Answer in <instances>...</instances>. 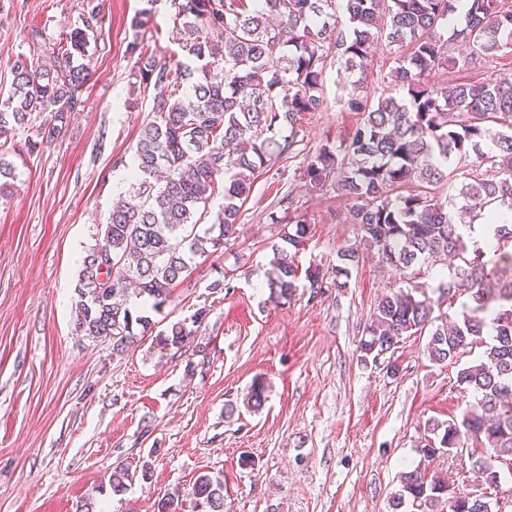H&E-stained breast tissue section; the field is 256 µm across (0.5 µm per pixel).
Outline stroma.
I'll return each mask as SVG.
<instances>
[{"label":"stroma","mask_w":512,"mask_h":512,"mask_svg":"<svg viewBox=\"0 0 512 512\" xmlns=\"http://www.w3.org/2000/svg\"><path fill=\"white\" fill-rule=\"evenodd\" d=\"M79 0H0V92L11 63L50 62L81 26ZM146 0H103V23L88 49L91 72L67 132L30 152L14 141L16 177L0 194V512H75L93 496L105 512H154L164 494L202 473L221 476L228 512H391L399 472L417 465L428 420L461 416L474 397L455 386L457 365H438L426 336H406L380 363H361L358 345L380 298L398 291V273L367 247L360 225L332 188L303 181V156L339 145L358 117L339 101L335 62L324 73V105L305 113L299 154L260 172L223 255L194 261L152 319L157 330L206 315L186 353L160 352L144 337L121 354L75 330L82 259L101 238L117 196V158L131 159L152 92L129 107L139 39L158 55L184 59L171 40L170 0H156L150 27L132 31ZM46 38L32 45L31 28ZM307 218L300 268L335 269L359 251L347 287L311 296L298 289L271 302L266 273L282 225V196ZM226 287L215 292V279ZM266 381L257 412L244 397ZM147 461L149 482L113 494L121 461ZM457 489L479 491L512 512V468L477 484L470 464L443 456L429 467Z\"/></svg>","instance_id":"1"}]
</instances>
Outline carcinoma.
Wrapping results in <instances>:
<instances>
[{"mask_svg": "<svg viewBox=\"0 0 512 512\" xmlns=\"http://www.w3.org/2000/svg\"><path fill=\"white\" fill-rule=\"evenodd\" d=\"M171 0L172 39L191 59L162 60L130 42L138 54L132 94L154 88L151 118L142 126L125 198L83 258L75 288V330L112 342L122 353L155 323L176 283L197 257L224 253L261 169L295 151L301 116L323 105L328 58L348 75L340 102L359 116L346 143L324 145L307 157L306 185L327 183L351 202L349 221L406 279L421 262L458 261L437 285L439 301L460 304L451 324L434 316L430 298L408 283L383 296L364 327L361 361L393 351L405 336H429L430 361L458 364L476 349L479 359L458 370L456 385L474 395L461 419L430 420L419 442L418 465L400 473L392 512H483V504L425 474L426 464L460 448L476 455L472 467L497 485L496 463L512 464V282L495 265L512 259V222L494 224L490 247L469 246L477 220L512 211V77L501 60L512 55V0H470L464 24L448 18L459 0ZM83 26L66 38L61 58L39 68L24 56L12 65L10 90L0 97V191L11 187L16 166L8 144L31 129L33 114L49 119L28 140L34 151L56 140L80 111L89 78L82 59L101 23L100 0H80ZM396 47L395 67L379 94L368 88L377 46ZM460 186L446 195L450 177ZM222 193L216 227L198 234L200 209ZM295 224L272 244L269 299L287 304L304 286L318 295L345 288L358 250L341 254L329 275L307 268L299 275L295 250L307 219L271 216ZM112 267L101 269V252ZM306 284H301V281ZM194 319L170 324L156 336L161 349L181 350L195 335ZM265 402V384L246 395L248 408ZM133 478L119 463L109 479L121 495ZM154 512H225L224 479L201 474L185 492L168 493Z\"/></svg>", "mask_w": 512, "mask_h": 512, "instance_id": "cac0c4a2", "label": "carcinoma"}]
</instances>
